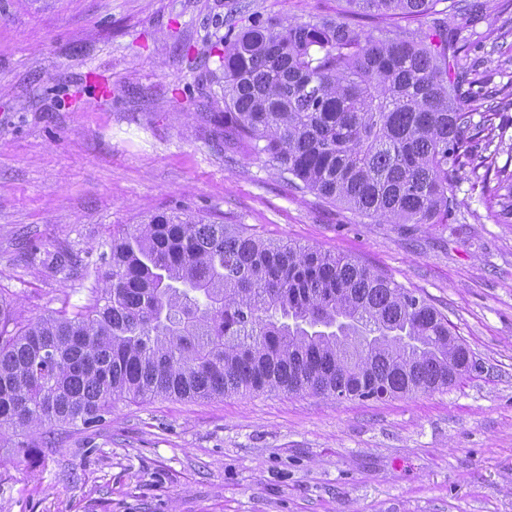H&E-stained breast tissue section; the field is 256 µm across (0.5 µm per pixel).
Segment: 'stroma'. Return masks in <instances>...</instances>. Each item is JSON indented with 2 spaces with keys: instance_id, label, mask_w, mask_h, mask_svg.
<instances>
[{
  "instance_id": "obj_1",
  "label": "stroma",
  "mask_w": 512,
  "mask_h": 512,
  "mask_svg": "<svg viewBox=\"0 0 512 512\" xmlns=\"http://www.w3.org/2000/svg\"><path fill=\"white\" fill-rule=\"evenodd\" d=\"M457 39L486 90L512 92V0H478ZM345 0H0V289L17 320L90 300L112 230L185 208L353 257L423 295L468 347L447 388L337 402L261 393L117 399L100 426L0 446V512H512V221L480 178L441 224L361 222L225 144L220 57L257 13Z\"/></svg>"
}]
</instances>
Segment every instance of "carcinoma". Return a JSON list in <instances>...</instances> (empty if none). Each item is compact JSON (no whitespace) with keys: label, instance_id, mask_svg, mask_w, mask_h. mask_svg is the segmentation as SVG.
I'll return each instance as SVG.
<instances>
[{"label":"carcinoma","instance_id":"obj_1","mask_svg":"<svg viewBox=\"0 0 512 512\" xmlns=\"http://www.w3.org/2000/svg\"><path fill=\"white\" fill-rule=\"evenodd\" d=\"M345 2L418 26L252 17L224 35V138L376 223H441L466 167L484 170L485 191L512 213V164H497L512 144L461 102L488 98L448 26L468 5ZM107 247L93 302L75 312L18 324L0 291V441L25 457L31 429L96 427L118 398H393L473 367L429 300L349 257L187 210L123 224Z\"/></svg>","mask_w":512,"mask_h":512}]
</instances>
